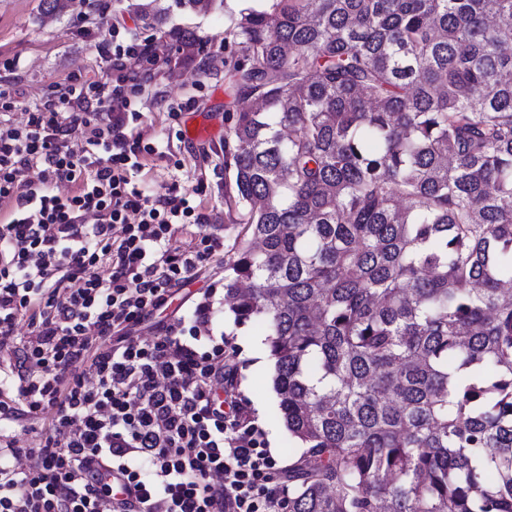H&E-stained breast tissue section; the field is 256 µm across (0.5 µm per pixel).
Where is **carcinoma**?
I'll list each match as a JSON object with an SVG mask.
<instances>
[{"mask_svg": "<svg viewBox=\"0 0 512 512\" xmlns=\"http://www.w3.org/2000/svg\"><path fill=\"white\" fill-rule=\"evenodd\" d=\"M224 38V311L287 512H512V0H258Z\"/></svg>", "mask_w": 512, "mask_h": 512, "instance_id": "1", "label": "carcinoma"}]
</instances>
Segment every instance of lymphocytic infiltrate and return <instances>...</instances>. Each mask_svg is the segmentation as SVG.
<instances>
[{
  "label": "lymphocytic infiltrate",
  "mask_w": 512,
  "mask_h": 512,
  "mask_svg": "<svg viewBox=\"0 0 512 512\" xmlns=\"http://www.w3.org/2000/svg\"><path fill=\"white\" fill-rule=\"evenodd\" d=\"M99 49L117 78L66 82L25 123L0 95V512H285L214 333L216 289L166 312L224 239L189 194L139 181L154 149L134 128L141 77L122 68L151 73L158 52L130 35ZM33 421L40 443L21 446Z\"/></svg>",
  "instance_id": "1"
}]
</instances>
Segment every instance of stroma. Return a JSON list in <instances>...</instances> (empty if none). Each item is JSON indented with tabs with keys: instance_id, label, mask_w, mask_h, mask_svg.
<instances>
[{
	"instance_id": "35a3bbf8",
	"label": "stroma",
	"mask_w": 512,
	"mask_h": 512,
	"mask_svg": "<svg viewBox=\"0 0 512 512\" xmlns=\"http://www.w3.org/2000/svg\"><path fill=\"white\" fill-rule=\"evenodd\" d=\"M39 0H0V62L13 61L12 74L0 89L18 101L13 117L26 118L25 106L56 93L67 78L92 82L112 77V63L98 50L119 24L139 40L156 44L170 62L152 73L141 94L138 124L141 141L156 149L142 176L151 189L191 192L210 218V229L224 236L225 255L232 254L242 227L225 219L224 112L230 103L224 68V32L230 14L249 0H214L198 12L178 0H103L106 15L89 11L82 0H61L50 15L40 14ZM181 40L170 39V32ZM207 119L212 134L204 140L178 138L189 118ZM215 332L231 340L239 364L238 388L256 423L266 433L278 465L297 451L289 440L273 387L272 360L255 371L251 349L262 341L258 327H236L229 318L217 319Z\"/></svg>"
}]
</instances>
